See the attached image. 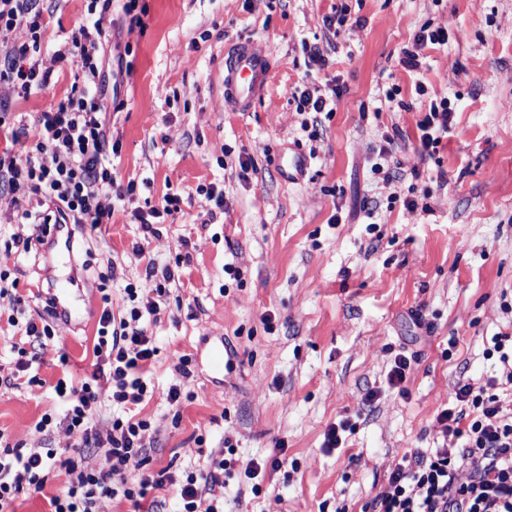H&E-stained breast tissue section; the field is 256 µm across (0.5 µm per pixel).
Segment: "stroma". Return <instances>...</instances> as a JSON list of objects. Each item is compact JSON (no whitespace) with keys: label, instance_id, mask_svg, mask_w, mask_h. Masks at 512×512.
Masks as SVG:
<instances>
[{"label":"stroma","instance_id":"stroma-1","mask_svg":"<svg viewBox=\"0 0 512 512\" xmlns=\"http://www.w3.org/2000/svg\"><path fill=\"white\" fill-rule=\"evenodd\" d=\"M88 0H43L44 53L71 39ZM140 25L122 21L119 0L103 20L113 43L129 46L130 69L117 88L120 111L107 127L121 150L130 201L98 230L68 225L73 250L21 254L15 238L33 225L17 221L11 193L0 190V268L18 283L27 318L45 313L51 277L69 281L81 304L55 337L34 346L30 373L11 351L18 330L0 318V432L29 448H73L74 435L37 432L61 414L52 387L67 354L76 376L89 371L93 340L111 291L126 285L138 301L155 283L133 250L190 262L149 330L159 350L143 416L149 470H169L172 484L152 491L159 512H174L176 486L209 469L196 452L234 447L224 512H363L388 489L389 472L416 448L444 442L438 413L456 386L496 374L484 351L512 333V0H139ZM350 24L325 28L333 8ZM448 29V42L421 50L417 70L399 62L424 23ZM250 41L271 59L265 92L244 112L224 108L219 70L226 49ZM323 45L329 66H310L303 43ZM27 99H11L23 123L60 101L74 82L70 67ZM444 92L454 121L437 153L424 159L411 138L423 114L416 84ZM340 85L333 111L297 109L288 87ZM399 88L408 110L389 106ZM404 141L388 158L393 181L371 166L385 134ZM308 159L288 179L289 150ZM251 163L241 174L238 161ZM223 190L225 211L199 186ZM178 195L181 212L155 232L133 223L135 208ZM413 199L408 211L404 199ZM421 311L416 326L413 311ZM223 344L226 366L206 358ZM413 357L401 388L388 384L399 353ZM193 376V400L171 404L181 355ZM44 387H29V374ZM373 403H365L367 391ZM349 422L345 447L327 449V427ZM284 447L286 462L258 480L244 471Z\"/></svg>","mask_w":512,"mask_h":512}]
</instances>
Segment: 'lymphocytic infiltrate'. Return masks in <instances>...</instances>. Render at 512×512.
<instances>
[{
	"label": "lymphocytic infiltrate",
	"instance_id": "f902f5d3",
	"mask_svg": "<svg viewBox=\"0 0 512 512\" xmlns=\"http://www.w3.org/2000/svg\"><path fill=\"white\" fill-rule=\"evenodd\" d=\"M111 7L112 0H90L87 24L47 57L39 0H0V90L28 98L52 82L59 64H69L75 77L70 93L25 131V154L9 147L0 150V188L16 201L33 198L40 205L39 210L22 211L25 223L46 224L56 213L72 224H108L115 202L135 191L134 184H122L112 172L118 146L110 141L101 97L102 20ZM415 91L424 113L417 123V151L430 157L447 134L454 111L445 93H429L421 84ZM124 293L133 302L135 287L126 285ZM103 302L92 373L80 380L59 378L54 390L63 414L57 420L43 416L36 429L42 433L60 424L75 435L78 447L97 449L104 463L87 470L76 458L58 459L55 449H27L0 433V512H12L21 492H42L59 464L69 484L51 498V512H96L103 497L137 503L148 490L163 488L170 480L165 472L146 468L143 433L151 422L140 415L141 405L154 393L148 376L157 366L158 349L147 322L158 304L133 302L118 318L111 295H104ZM486 355L496 358L497 377L479 386H458L437 416L456 447L415 449L392 470L387 492L371 501L369 512H512V334L494 336ZM105 406L111 416L102 431L96 417ZM231 466L230 460L215 457L203 477L187 476L177 491V512H195L199 494L223 487ZM463 469L469 475L462 481L458 473Z\"/></svg>",
	"mask_w": 512,
	"mask_h": 512
}]
</instances>
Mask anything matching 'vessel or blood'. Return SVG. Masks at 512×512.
<instances>
[{
    "mask_svg": "<svg viewBox=\"0 0 512 512\" xmlns=\"http://www.w3.org/2000/svg\"><path fill=\"white\" fill-rule=\"evenodd\" d=\"M269 74L270 59L253 42H240L227 49L219 73L225 109L247 110L261 96Z\"/></svg>",
    "mask_w": 512,
    "mask_h": 512,
    "instance_id": "vessel-or-blood-1",
    "label": "vessel or blood"
}]
</instances>
